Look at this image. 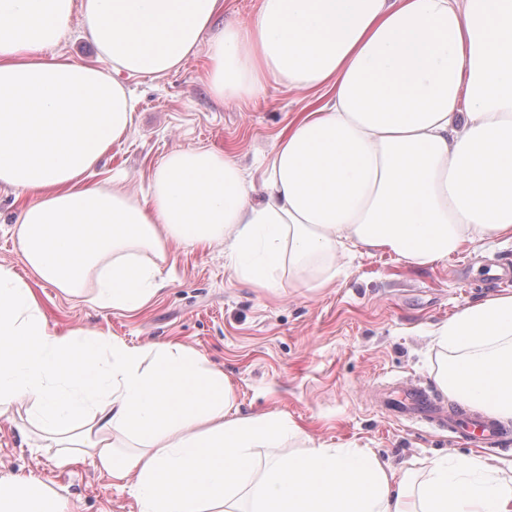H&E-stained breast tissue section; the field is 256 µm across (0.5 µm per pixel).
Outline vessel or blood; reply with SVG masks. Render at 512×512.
Here are the masks:
<instances>
[{"mask_svg":"<svg viewBox=\"0 0 512 512\" xmlns=\"http://www.w3.org/2000/svg\"><path fill=\"white\" fill-rule=\"evenodd\" d=\"M378 397L388 411L416 414L430 425L448 427L450 432L464 433L482 444L499 447L512 440V434L493 419L473 414L461 405L443 406L430 389L422 386L386 388Z\"/></svg>","mask_w":512,"mask_h":512,"instance_id":"b4317fda","label":"vessel or blood"}]
</instances>
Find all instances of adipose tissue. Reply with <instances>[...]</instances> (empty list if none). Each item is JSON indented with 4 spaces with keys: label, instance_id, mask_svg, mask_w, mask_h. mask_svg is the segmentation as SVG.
<instances>
[{
    "label": "adipose tissue",
    "instance_id": "ef3b65f1",
    "mask_svg": "<svg viewBox=\"0 0 512 512\" xmlns=\"http://www.w3.org/2000/svg\"><path fill=\"white\" fill-rule=\"evenodd\" d=\"M222 0H0V185L32 196L19 252L40 280L128 311L168 283L143 253L214 242L256 288L289 271L320 285L348 247L410 265L488 235L512 238V0H260L211 32L213 93L268 83L325 102L279 135L260 176L211 149L169 154L145 196L86 184L134 125L122 76L162 75L194 54ZM81 13L105 67L46 57ZM265 199L251 201L255 187ZM455 351L449 398L512 420V294L434 332ZM48 434L58 467L90 464L140 512H512V460L424 459L396 469L366 448L310 444L287 414L243 415L222 369L179 342L129 346L51 329L29 285L0 265V414ZM0 512H69L34 477L0 475Z\"/></svg>",
    "mask_w": 512,
    "mask_h": 512
}]
</instances>
